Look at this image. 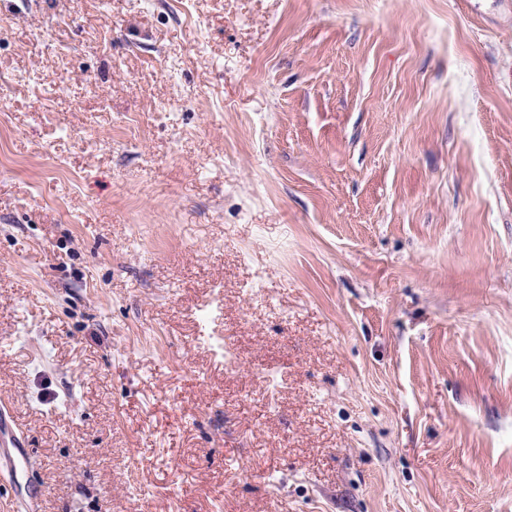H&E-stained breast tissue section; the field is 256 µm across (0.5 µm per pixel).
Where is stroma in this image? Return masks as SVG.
I'll return each instance as SVG.
<instances>
[{"instance_id":"35a3bbf8","label":"stroma","mask_w":512,"mask_h":512,"mask_svg":"<svg viewBox=\"0 0 512 512\" xmlns=\"http://www.w3.org/2000/svg\"><path fill=\"white\" fill-rule=\"evenodd\" d=\"M0 512H512V0H0Z\"/></svg>"}]
</instances>
